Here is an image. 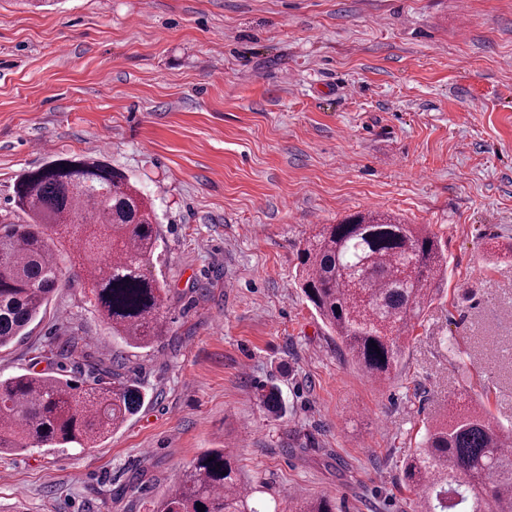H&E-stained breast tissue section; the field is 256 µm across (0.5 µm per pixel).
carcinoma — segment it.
<instances>
[{"instance_id": "obj_1", "label": "carcinoma", "mask_w": 512, "mask_h": 512, "mask_svg": "<svg viewBox=\"0 0 512 512\" xmlns=\"http://www.w3.org/2000/svg\"><path fill=\"white\" fill-rule=\"evenodd\" d=\"M13 207L0 212V350L28 335L59 288L57 228L86 226L72 247L112 338L152 345L166 329L163 289L148 274L158 241L152 202L122 173L90 157H61L25 171ZM114 257L108 270L102 259ZM448 271L425 224L366 212L326 224L300 255L302 292L357 368L384 383L397 370L406 329L441 290ZM67 340L49 349L58 363ZM122 373L91 368L0 376V452L94 448L141 403ZM512 436L481 407H453L428 423L407 457L405 482L418 512H512ZM255 512L235 456L208 448L183 469L157 512ZM291 512H336L329 496L294 498Z\"/></svg>"}]
</instances>
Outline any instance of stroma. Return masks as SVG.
<instances>
[{
  "mask_svg": "<svg viewBox=\"0 0 512 512\" xmlns=\"http://www.w3.org/2000/svg\"><path fill=\"white\" fill-rule=\"evenodd\" d=\"M98 158L151 195L167 327L113 340L69 250L0 375L119 364L138 410L96 448L0 454V512H153L229 448L259 512H416L403 461L449 406L512 430V0H0V208L24 171ZM376 210L429 225L448 284L395 377L306 301L299 249ZM281 404L263 408L261 391ZM292 512H334L336 511L335 499L329 496H317L314 498L295 497Z\"/></svg>",
  "mask_w": 512,
  "mask_h": 512,
  "instance_id": "obj_1",
  "label": "stroma"
}]
</instances>
